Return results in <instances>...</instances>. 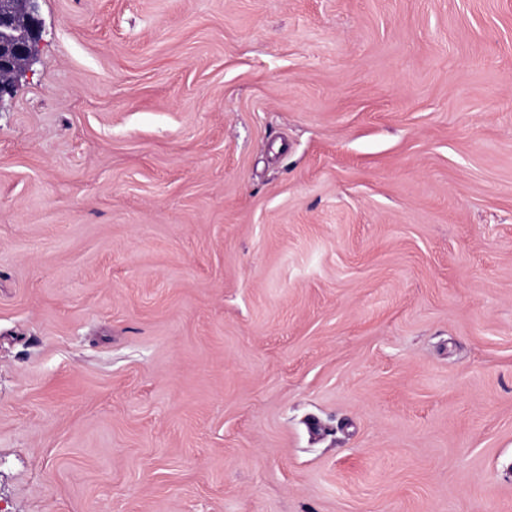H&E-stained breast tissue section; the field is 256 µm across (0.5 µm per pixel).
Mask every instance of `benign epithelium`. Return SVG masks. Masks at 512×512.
<instances>
[{
	"mask_svg": "<svg viewBox=\"0 0 512 512\" xmlns=\"http://www.w3.org/2000/svg\"><path fill=\"white\" fill-rule=\"evenodd\" d=\"M25 25L15 29L0 24V92L23 76L36 52L41 23L34 13L33 0H24Z\"/></svg>",
	"mask_w": 512,
	"mask_h": 512,
	"instance_id": "obj_1",
	"label": "benign epithelium"
}]
</instances>
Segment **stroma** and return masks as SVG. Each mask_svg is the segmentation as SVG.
<instances>
[{"instance_id": "1", "label": "stroma", "mask_w": 512, "mask_h": 512, "mask_svg": "<svg viewBox=\"0 0 512 512\" xmlns=\"http://www.w3.org/2000/svg\"><path fill=\"white\" fill-rule=\"evenodd\" d=\"M34 5L0 512H512V0Z\"/></svg>"}]
</instances>
